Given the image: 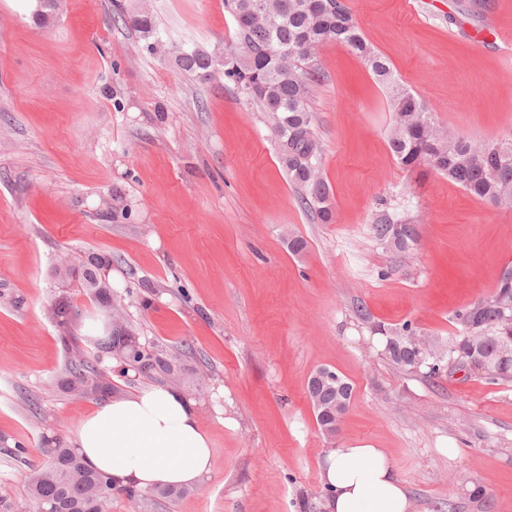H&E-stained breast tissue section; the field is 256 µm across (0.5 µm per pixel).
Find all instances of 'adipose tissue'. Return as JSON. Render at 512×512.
Masks as SVG:
<instances>
[{"label":"adipose tissue","instance_id":"adipose-tissue-1","mask_svg":"<svg viewBox=\"0 0 512 512\" xmlns=\"http://www.w3.org/2000/svg\"><path fill=\"white\" fill-rule=\"evenodd\" d=\"M75 443L86 463L111 475L120 489L198 486L212 471L211 442L196 403L172 387L103 402L81 420ZM320 483L326 512H412L391 457L370 443L324 449Z\"/></svg>","mask_w":512,"mask_h":512}]
</instances>
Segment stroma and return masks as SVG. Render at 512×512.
<instances>
[{
  "label": "stroma",
  "mask_w": 512,
  "mask_h": 512,
  "mask_svg": "<svg viewBox=\"0 0 512 512\" xmlns=\"http://www.w3.org/2000/svg\"><path fill=\"white\" fill-rule=\"evenodd\" d=\"M408 2L406 14L399 0H348L437 123L476 139L512 133V54L498 38L512 33V0ZM133 3L62 0L40 31L31 0H0V501L36 512L30 467L72 446L99 404L58 386L72 353L95 356L107 311L55 270L94 254L109 259L112 298L141 343L183 353L179 387L212 448L195 493L116 494L107 512H325L324 448L361 441L390 453L413 512H512V383L399 370L374 333L408 323L447 340L455 313L512 264V210L427 165L402 168L384 88L333 43L317 52L324 78L311 96L333 211L319 223L262 113L223 79L196 80L148 50L119 16ZM146 7L167 45L220 53L234 37L224 0ZM385 208L417 225L411 253L375 240ZM294 236L302 253L288 247ZM321 368L353 386L330 438L307 394ZM478 484L483 507L470 498Z\"/></svg>",
  "instance_id": "35a3bbf8"
}]
</instances>
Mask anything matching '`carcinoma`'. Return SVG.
I'll use <instances>...</instances> for the list:
<instances>
[{"label":"carcinoma","instance_id":"obj_1","mask_svg":"<svg viewBox=\"0 0 512 512\" xmlns=\"http://www.w3.org/2000/svg\"><path fill=\"white\" fill-rule=\"evenodd\" d=\"M236 23L232 44L222 53L176 50L179 67L208 81L218 76L232 84L257 111L264 114L280 144L279 161L289 181L298 189L302 206L327 224L332 221L330 189L321 174L322 149L310 107L313 84L321 76L318 47L336 43L358 54L387 91L393 114L389 147L400 164L413 169L427 164L456 182L470 196L496 207L512 208V135L496 140L473 139L443 130L421 100L396 78L387 60L365 41L345 0H224ZM128 23L157 48L158 38L148 12L127 14ZM509 146V155L499 152ZM372 232L376 240L407 254L418 243L416 225L397 212L377 214ZM106 261L96 258L82 273L80 286L96 298L107 300V278L97 274ZM108 334L95 340L99 352L123 363L129 358L144 362L143 375L177 382L180 358L162 348L143 356L138 333L121 315L106 319ZM456 336L448 344L416 333L409 324L381 329L386 337L384 355L397 368L416 372L427 368L437 375L448 360L471 367L490 384L512 381V265L503 268L495 291L488 298L457 312ZM61 387L68 393L112 394L98 361L78 357L66 367ZM309 394L320 431L332 436L349 407L352 386L342 376L311 377ZM28 494L37 512H107L116 492L135 501L142 493L117 490L112 478L88 467L76 449H51L48 464L30 469Z\"/></svg>","mask_w":512,"mask_h":512}]
</instances>
